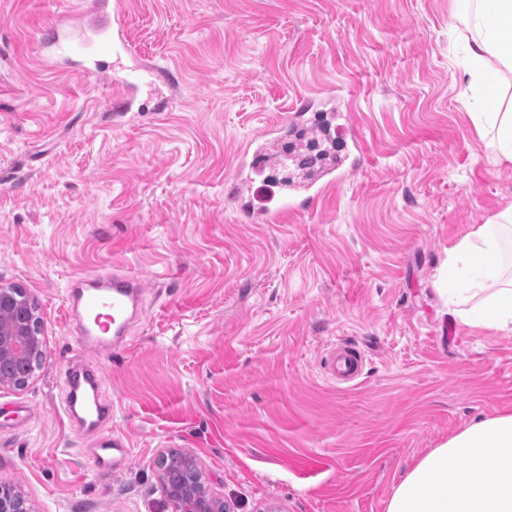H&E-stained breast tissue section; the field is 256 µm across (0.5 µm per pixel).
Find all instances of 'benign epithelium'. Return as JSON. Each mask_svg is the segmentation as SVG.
Masks as SVG:
<instances>
[{
  "instance_id": "benign-epithelium-1",
  "label": "benign epithelium",
  "mask_w": 512,
  "mask_h": 512,
  "mask_svg": "<svg viewBox=\"0 0 512 512\" xmlns=\"http://www.w3.org/2000/svg\"><path fill=\"white\" fill-rule=\"evenodd\" d=\"M17 286L0 283V362L18 371L11 378L0 377V386L22 388L35 370L29 363L44 355L45 339L38 316L24 317L16 296ZM161 492L170 512H226L224 499L196 478L170 479L167 461L161 463ZM0 512H30L21 492L0 484Z\"/></svg>"
}]
</instances>
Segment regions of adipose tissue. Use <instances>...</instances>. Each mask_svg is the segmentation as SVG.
Segmentation results:
<instances>
[{"label": "adipose tissue", "instance_id": "adipose-tissue-1", "mask_svg": "<svg viewBox=\"0 0 512 512\" xmlns=\"http://www.w3.org/2000/svg\"><path fill=\"white\" fill-rule=\"evenodd\" d=\"M468 50L469 86L487 94L512 74V0H476L459 31ZM474 129L496 162L512 164V102L502 112H475ZM512 239V206L471 226L448 250L441 279L458 280L448 295L462 324L512 332V271L502 259ZM458 466H449V459ZM386 512H512V410L497 412L431 449L395 485Z\"/></svg>", "mask_w": 512, "mask_h": 512}]
</instances>
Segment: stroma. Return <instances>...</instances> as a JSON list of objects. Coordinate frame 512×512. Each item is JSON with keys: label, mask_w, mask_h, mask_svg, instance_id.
Wrapping results in <instances>:
<instances>
[{"label": "stroma", "mask_w": 512, "mask_h": 512, "mask_svg": "<svg viewBox=\"0 0 512 512\" xmlns=\"http://www.w3.org/2000/svg\"><path fill=\"white\" fill-rule=\"evenodd\" d=\"M92 0H0V282L36 300L46 342L0 388V481L32 512H162L159 462L194 458L232 512H386L416 461L512 409V333L454 323L448 248L512 205L470 120L457 0H126L136 60L173 77L115 115L109 77L46 61ZM339 117L344 161L270 224L232 195L238 166L291 129ZM140 276L125 342L81 351L77 273ZM346 341L353 384L324 371ZM96 369L126 466L63 409L67 366ZM30 417L18 420L19 407ZM97 447L92 452V461L94 465L101 469H108L124 465L130 455V445L127 439L108 430L97 440Z\"/></svg>", "instance_id": "35a3bbf8"}]
</instances>
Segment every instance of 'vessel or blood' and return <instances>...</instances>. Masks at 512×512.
Returning <instances> with one entry per match:
<instances>
[{
	"label": "vessel or blood",
	"mask_w": 512,
	"mask_h": 512,
	"mask_svg": "<svg viewBox=\"0 0 512 512\" xmlns=\"http://www.w3.org/2000/svg\"><path fill=\"white\" fill-rule=\"evenodd\" d=\"M123 16L124 0H113L111 10L98 11L85 22V30L77 43L56 38L53 42L56 55L66 61L72 60L77 53L100 58L121 55L127 50ZM142 84V75L133 71L119 77L115 109L132 111ZM144 288L137 275L121 269L90 271L73 278L67 287L65 301L76 317L82 346L101 349L122 343L131 320L143 307ZM363 363L362 352L352 344L343 343L332 351L329 373L347 384L360 376ZM100 388L97 372H68L65 412L76 419L78 430L99 431L92 461L96 467L106 469L124 465L130 455V445L124 436L103 431L102 424L111 418L112 408L102 398Z\"/></svg>",
	"instance_id": "vessel-or-blood-1"
}]
</instances>
